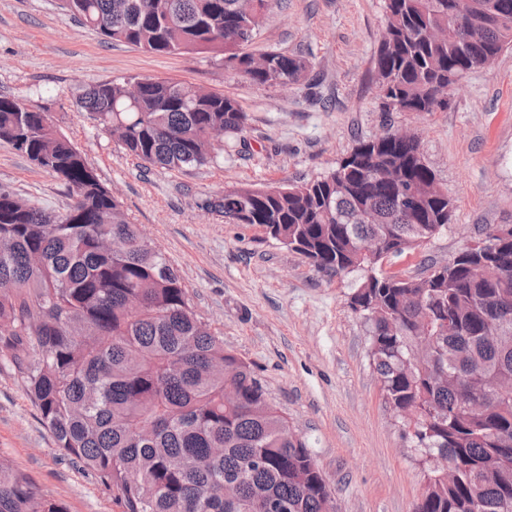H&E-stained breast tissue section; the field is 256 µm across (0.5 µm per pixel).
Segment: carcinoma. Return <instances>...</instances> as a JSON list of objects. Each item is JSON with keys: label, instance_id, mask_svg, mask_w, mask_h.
<instances>
[{"label": "carcinoma", "instance_id": "1", "mask_svg": "<svg viewBox=\"0 0 512 512\" xmlns=\"http://www.w3.org/2000/svg\"><path fill=\"white\" fill-rule=\"evenodd\" d=\"M271 0H60L106 41L154 54H210L257 85L308 78L303 54L243 51ZM376 66L395 112L447 107L439 88L512 45V0H385ZM465 13L471 27L456 26ZM100 81L79 94L102 131L117 132L145 167L205 166L214 144L245 128L232 97L163 79ZM0 143L63 180L73 203L56 213L0 188V360L27 391L61 456L92 471L124 512H337L306 442L250 366L192 309L188 287L141 235L84 152L47 113L0 95ZM403 171L394 186L375 177ZM418 137L363 140L314 180L228 188L201 208L266 236L312 265L354 278L350 308L368 326L371 357L406 436L428 459L414 512H512V241L466 247L443 274L381 276L379 255L420 251L448 228L452 202L435 185ZM434 347L417 361L421 326ZM0 512H67L19 470L0 465Z\"/></svg>", "mask_w": 512, "mask_h": 512}]
</instances>
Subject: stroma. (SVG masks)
<instances>
[{
	"label": "stroma",
	"mask_w": 512,
	"mask_h": 512,
	"mask_svg": "<svg viewBox=\"0 0 512 512\" xmlns=\"http://www.w3.org/2000/svg\"><path fill=\"white\" fill-rule=\"evenodd\" d=\"M383 0H272L248 46L306 54L314 84L260 86L206 54L159 55L106 42L59 0H0V93L48 112L84 152L134 223L177 267L197 316L250 364L305 440L339 512H413L426 485L420 452L402 435L373 369L352 281L319 272L259 226L225 223L203 199L243 185L314 179L386 124L419 136L453 203L448 229L421 254L390 258L409 277L445 264L483 224L512 225V48L468 72L438 112L380 109L375 58ZM155 78L230 96L247 115L201 167L144 168L78 104L84 84ZM61 211L71 192L0 144V188ZM0 461L27 474L68 512H123L93 473L63 460L18 370L0 365Z\"/></svg>",
	"instance_id": "35a3bbf8"
}]
</instances>
